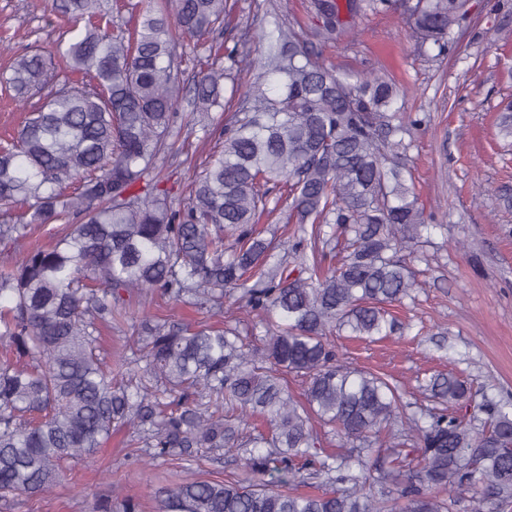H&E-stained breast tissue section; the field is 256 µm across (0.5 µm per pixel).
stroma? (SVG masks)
I'll list each match as a JSON object with an SVG mask.
<instances>
[{
	"mask_svg": "<svg viewBox=\"0 0 512 512\" xmlns=\"http://www.w3.org/2000/svg\"><path fill=\"white\" fill-rule=\"evenodd\" d=\"M257 0H236L232 28L214 40L233 47L249 39L265 47L269 29ZM345 33L322 45L338 71L375 73L406 88L404 115L423 118L407 153L414 191L430 223L405 258L417 286L393 307L395 333L378 342L334 339L355 367L391 377L407 391L437 373L471 385L472 397L448 409L469 419L482 404L512 403V137L500 128L501 104L512 98V0H469L451 50H418L400 8L342 14ZM68 27L48 0H0V39L12 51L47 50ZM218 136H191L184 145L191 166L168 168L167 186L185 196L201 162L217 150ZM128 432L113 435L87 462L41 500L20 495L0 501V512H96L111 499L121 512L124 496L152 512L157 490L189 478L248 479L237 452L192 462L179 455L136 459Z\"/></svg>",
	"mask_w": 512,
	"mask_h": 512,
	"instance_id": "stroma-1",
	"label": "stroma"
}]
</instances>
